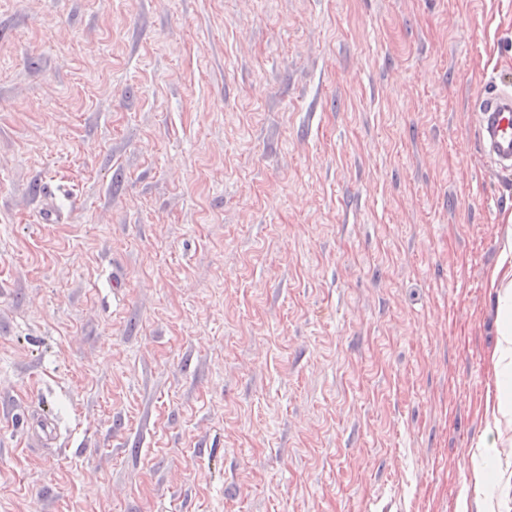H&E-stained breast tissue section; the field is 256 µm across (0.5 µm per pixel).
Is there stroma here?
<instances>
[{
	"label": "stroma",
	"instance_id": "stroma-1",
	"mask_svg": "<svg viewBox=\"0 0 512 512\" xmlns=\"http://www.w3.org/2000/svg\"><path fill=\"white\" fill-rule=\"evenodd\" d=\"M512 0H0V512H512ZM477 101L476 129L482 151L501 171L512 167V91L488 82ZM504 294V305L506 310L505 327L502 333V344L499 348V360L503 361L512 355V282H508Z\"/></svg>",
	"mask_w": 512,
	"mask_h": 512
}]
</instances>
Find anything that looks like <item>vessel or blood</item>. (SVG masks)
Masks as SVG:
<instances>
[{
    "mask_svg": "<svg viewBox=\"0 0 512 512\" xmlns=\"http://www.w3.org/2000/svg\"><path fill=\"white\" fill-rule=\"evenodd\" d=\"M476 104L477 136L483 152L499 170L512 169V89L490 84Z\"/></svg>",
    "mask_w": 512,
    "mask_h": 512,
    "instance_id": "obj_1",
    "label": "vessel or blood"
}]
</instances>
